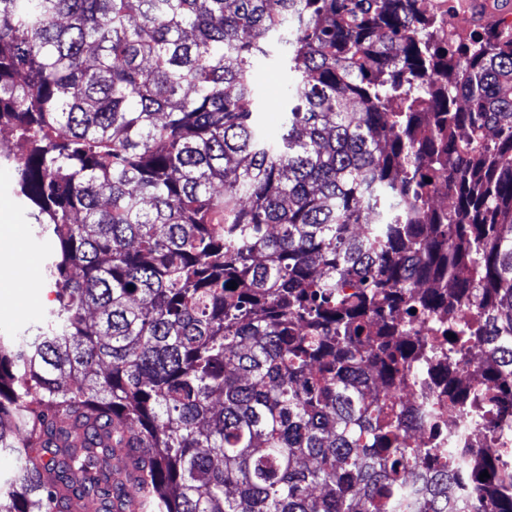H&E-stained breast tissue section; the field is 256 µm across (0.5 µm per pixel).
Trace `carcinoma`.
Wrapping results in <instances>:
<instances>
[{
    "mask_svg": "<svg viewBox=\"0 0 512 512\" xmlns=\"http://www.w3.org/2000/svg\"><path fill=\"white\" fill-rule=\"evenodd\" d=\"M428 5L0 0V166L56 286L0 336V512H130L139 483L155 512H512V447L455 509L456 449L395 402L444 366L448 409L512 422V30L444 43ZM474 342L491 384L460 387ZM285 69L279 67L273 61L257 60L256 62V75L258 82L262 85V92L264 102L258 112V123L270 133H278L281 126V107L279 94L273 95L271 89L274 86L280 88L283 82L287 79ZM268 88L266 97L265 87Z\"/></svg>",
    "mask_w": 512,
    "mask_h": 512,
    "instance_id": "cac0c4a2",
    "label": "carcinoma"
}]
</instances>
